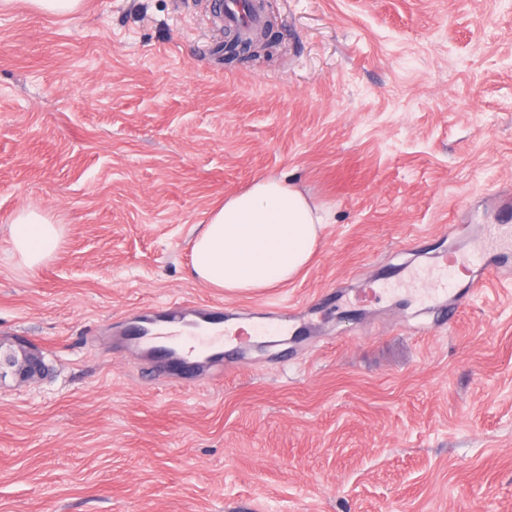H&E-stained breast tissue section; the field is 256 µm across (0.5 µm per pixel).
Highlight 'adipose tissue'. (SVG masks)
Wrapping results in <instances>:
<instances>
[{
	"label": "adipose tissue",
	"instance_id": "ef3b65f1",
	"mask_svg": "<svg viewBox=\"0 0 512 512\" xmlns=\"http://www.w3.org/2000/svg\"><path fill=\"white\" fill-rule=\"evenodd\" d=\"M324 220L300 189L261 177L214 208L192 241V275L209 288L249 293L297 278L311 261ZM12 254L34 267L59 245L56 224L36 211L11 221Z\"/></svg>",
	"mask_w": 512,
	"mask_h": 512
}]
</instances>
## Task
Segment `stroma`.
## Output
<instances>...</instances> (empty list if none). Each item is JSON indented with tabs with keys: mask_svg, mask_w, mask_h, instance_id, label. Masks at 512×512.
<instances>
[{
	"mask_svg": "<svg viewBox=\"0 0 512 512\" xmlns=\"http://www.w3.org/2000/svg\"><path fill=\"white\" fill-rule=\"evenodd\" d=\"M281 51L224 61L210 0L0 12V512H512V0H267ZM279 177L314 256L260 293L204 287L210 211ZM61 231L28 268L9 221ZM498 269L446 325L410 271ZM170 302L297 307L221 379L112 347ZM265 349H258V342ZM4 365L14 368V372L20 379H29L41 372L43 366L41 360L33 352L21 350V357L10 355L4 360Z\"/></svg>",
	"mask_w": 512,
	"mask_h": 512,
	"instance_id": "35a3bbf8",
	"label": "stroma"
}]
</instances>
